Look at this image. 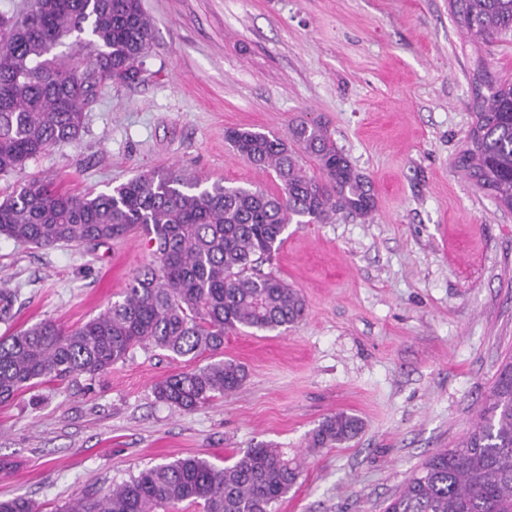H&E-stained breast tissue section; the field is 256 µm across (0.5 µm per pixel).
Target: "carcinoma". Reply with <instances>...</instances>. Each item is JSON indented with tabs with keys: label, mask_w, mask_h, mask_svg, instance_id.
I'll return each instance as SVG.
<instances>
[{
	"label": "carcinoma",
	"mask_w": 512,
	"mask_h": 512,
	"mask_svg": "<svg viewBox=\"0 0 512 512\" xmlns=\"http://www.w3.org/2000/svg\"><path fill=\"white\" fill-rule=\"evenodd\" d=\"M465 37L487 43L512 31V0H451ZM153 23L141 0H34L20 18L0 14V176L19 173L51 147L79 140L97 83L140 74ZM476 123L457 167L500 207L512 210V82L474 75ZM231 148L275 174L277 187H207L181 170L140 175L96 195L60 192L38 179L0 200V237L36 247L107 243L142 231L156 256L136 272L122 299L81 325L52 320L0 337V404L47 380L91 378L152 345L176 358L209 353L203 367L154 385L157 400L191 411L237 391L245 367L224 359V335L241 327L288 330L303 316L300 293L262 265L286 226L323 224L337 212L368 217L372 183L327 129L301 120L284 140L230 129ZM322 177L310 175L303 157ZM362 421L346 412L323 418L310 448L356 438ZM301 463L257 443L218 467L187 457L141 469L103 492L76 496L68 512H275ZM0 512H38L23 497ZM385 512H512V361L497 373L471 428L414 471Z\"/></svg>",
	"instance_id": "obj_1"
}]
</instances>
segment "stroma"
Returning <instances> with one entry per match:
<instances>
[{"mask_svg":"<svg viewBox=\"0 0 512 512\" xmlns=\"http://www.w3.org/2000/svg\"><path fill=\"white\" fill-rule=\"evenodd\" d=\"M154 38L133 83L107 81L80 140L50 148L0 199L36 178L85 194L171 167L205 184L273 187L234 153L230 127L287 137L327 126L373 184L376 210L290 224L272 264L306 302L286 332L226 334L248 372L192 411L156 382L208 363L136 348L96 377L47 381L0 405V499L56 512L161 462L224 466L270 442L302 459L278 512H384L410 472L468 430L512 356V211L457 168L473 126V71L512 81V34L476 45L449 0H142ZM145 237L33 248L0 239V283L17 290L8 336L43 320L79 325L150 263ZM345 411L353 441L311 449ZM362 421L346 412H336L323 418L311 431L308 448H332L351 441L362 431Z\"/></svg>","mask_w":512,"mask_h":512,"instance_id":"35a3bbf8","label":"stroma"}]
</instances>
